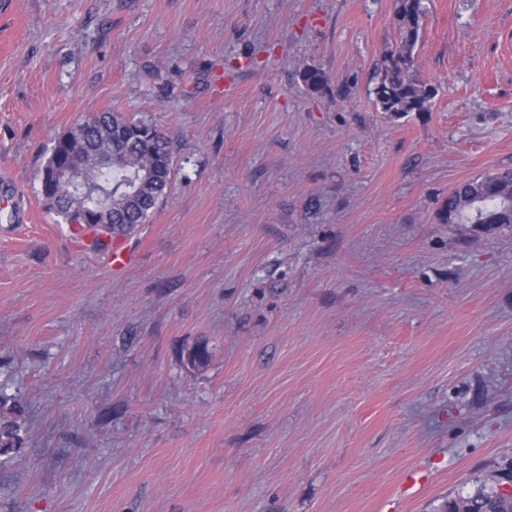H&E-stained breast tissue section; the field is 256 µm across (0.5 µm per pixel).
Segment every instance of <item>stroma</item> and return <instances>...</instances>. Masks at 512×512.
<instances>
[{
	"label": "stroma",
	"mask_w": 512,
	"mask_h": 512,
	"mask_svg": "<svg viewBox=\"0 0 512 512\" xmlns=\"http://www.w3.org/2000/svg\"><path fill=\"white\" fill-rule=\"evenodd\" d=\"M424 5L436 95L398 119L373 94L393 0H0V195L28 214L0 208V512H443L512 486V234L440 220L512 169V0ZM112 110L175 168L121 268L41 195L54 137ZM3 405L1 402L0 416V453H9L14 448H19L21 437L19 435V426L15 420L2 415Z\"/></svg>",
	"instance_id": "35a3bbf8"
}]
</instances>
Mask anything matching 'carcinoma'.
<instances>
[{
  "label": "carcinoma",
  "instance_id": "cac0c4a2",
  "mask_svg": "<svg viewBox=\"0 0 512 512\" xmlns=\"http://www.w3.org/2000/svg\"><path fill=\"white\" fill-rule=\"evenodd\" d=\"M426 13L422 0H395L392 25L394 43L383 54V66L374 88L375 106L391 117L426 112L435 89L415 78L414 49L422 38ZM304 84L318 91L326 83L324 74L314 68L302 72ZM112 153V167H87L84 183L96 188L97 195L78 190L67 203L48 204L69 228L85 233L93 226H82L86 210L103 204L112 208L113 235L127 234L145 224L168 197L174 176L169 141L156 126L122 112L106 111L95 123L71 126L55 137L51 154L60 163L82 166L91 150ZM440 220L444 224L481 226L491 233L512 231V171L488 173L467 180L448 193ZM210 353L198 344L187 351L192 367L204 366ZM19 426L10 417L0 416V453L19 447ZM512 512V493L502 487L482 486L474 493L448 501V512Z\"/></svg>",
  "mask_w": 512,
  "mask_h": 512
}]
</instances>
